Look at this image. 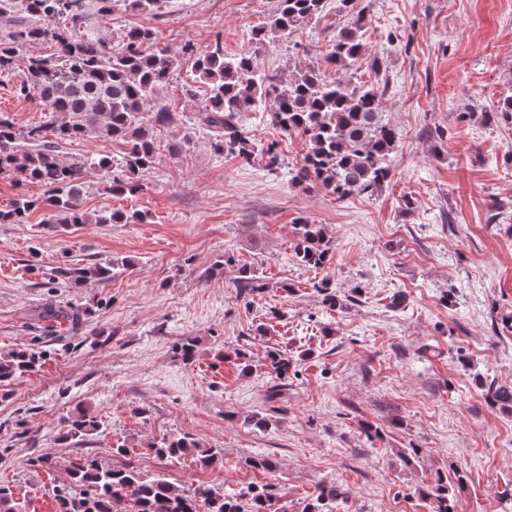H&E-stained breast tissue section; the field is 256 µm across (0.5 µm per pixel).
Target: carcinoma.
<instances>
[{
    "instance_id": "carcinoma-1",
    "label": "carcinoma",
    "mask_w": 512,
    "mask_h": 512,
    "mask_svg": "<svg viewBox=\"0 0 512 512\" xmlns=\"http://www.w3.org/2000/svg\"><path fill=\"white\" fill-rule=\"evenodd\" d=\"M162 0H98L100 12L109 15L116 7L130 6L150 14ZM336 15L343 21L336 27L325 65L300 67L285 77L259 69L256 56L224 55L221 38L203 53L187 44L183 53L197 55L195 79L188 81L207 88L206 100L198 112V123L220 154L257 157L265 168H281L279 145L271 142L257 147L241 124L245 112L257 108L270 115L283 132L299 137L305 144L302 164L288 171L293 185L321 189L343 201L356 194L372 193L390 177L389 155L399 141L397 128L384 119L383 92L373 82L356 76L362 56L366 29V8L354 10L353 0H334ZM328 0H278L276 9L260 26L252 29L254 51L290 36L299 27L318 22L327 15ZM85 0H0V19L19 14L28 18L6 34H0V73L13 71L17 53L29 44H43L51 53L30 56L13 88L16 96L39 102L46 120L18 130L0 113V175L47 188L39 201L22 195L0 209L1 224H20L40 207L52 215L47 227L55 232L70 224H137L146 221L139 211L82 209L86 174L91 167L109 176L106 190L111 194H134L141 178L158 157L157 132L176 122L157 96L177 70V58L151 50L154 31L141 26L130 29L123 46L113 51L102 38L83 31ZM336 72L329 78L326 70ZM490 121L512 124V93L499 99ZM110 140L123 150L117 155L92 154L64 159L61 145L73 141ZM294 254L299 264L325 268L334 260L333 244L323 228L307 220L297 224ZM127 263H64L55 268L63 284L82 287L103 286ZM237 286L250 294L261 288L256 270L242 266ZM44 319L79 324V311L49 301ZM269 370L285 379L292 360L277 351L267 355ZM36 351L15 349L0 352V382L16 380L37 369ZM486 398L494 405L512 408V387L489 384ZM101 423L83 412L72 415L61 435L65 441L81 440L100 429ZM147 450L170 464L187 457L207 469L219 460L220 450L201 448L187 436L153 441ZM70 482L53 490L57 512H113L114 506L129 502L134 512H277L271 485H252L226 492L208 486L183 490L164 474H147L132 463L105 464L83 456L70 467ZM341 492L324 483L312 493L306 512H336ZM435 512H459L448 498V478L439 477L434 487ZM0 512H26L13 498L11 488L0 486Z\"/></svg>"
}]
</instances>
